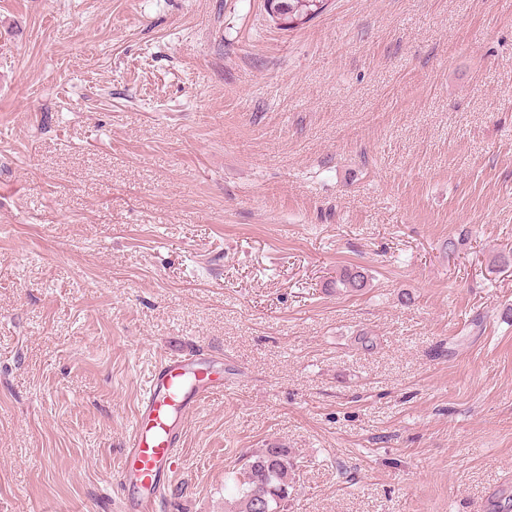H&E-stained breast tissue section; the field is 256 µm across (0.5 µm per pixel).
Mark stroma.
<instances>
[{
    "label": "stroma",
    "instance_id": "stroma-1",
    "mask_svg": "<svg viewBox=\"0 0 512 512\" xmlns=\"http://www.w3.org/2000/svg\"><path fill=\"white\" fill-rule=\"evenodd\" d=\"M503 255L512 0H0V512H120L142 388L201 350L162 512L272 446L286 512H512ZM273 1V6L276 8L279 19L284 22H288V25H279L280 29L291 30L298 25L292 24L295 19H302L309 16L304 22L310 21L311 19L318 16L325 9L326 0H267ZM316 2H320L318 5ZM322 3V4H321ZM369 286V276L364 269H344L336 280L337 288H345L348 292H358Z\"/></svg>",
    "mask_w": 512,
    "mask_h": 512
}]
</instances>
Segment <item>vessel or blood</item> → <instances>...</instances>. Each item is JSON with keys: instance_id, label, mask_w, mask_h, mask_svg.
I'll return each mask as SVG.
<instances>
[{"instance_id": "obj_1", "label": "vessel or blood", "mask_w": 512, "mask_h": 512, "mask_svg": "<svg viewBox=\"0 0 512 512\" xmlns=\"http://www.w3.org/2000/svg\"><path fill=\"white\" fill-rule=\"evenodd\" d=\"M222 376L203 373L188 357L162 361L137 408L120 471L135 489L124 512H154L160 484L181 458L180 432L187 412L223 390Z\"/></svg>"}]
</instances>
